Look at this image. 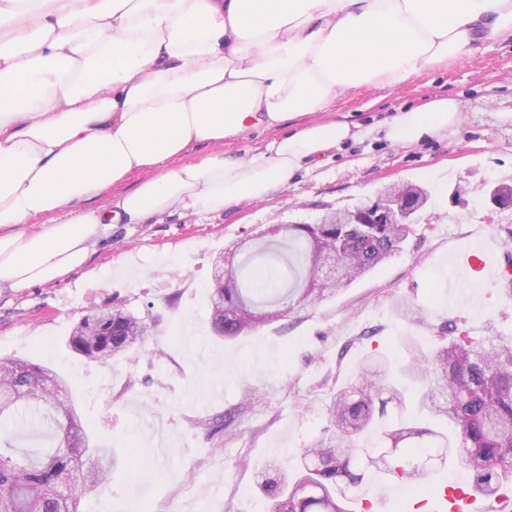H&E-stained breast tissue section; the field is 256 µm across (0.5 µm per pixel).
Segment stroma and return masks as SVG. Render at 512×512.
<instances>
[{
    "label": "stroma",
    "mask_w": 512,
    "mask_h": 512,
    "mask_svg": "<svg viewBox=\"0 0 512 512\" xmlns=\"http://www.w3.org/2000/svg\"><path fill=\"white\" fill-rule=\"evenodd\" d=\"M461 106L458 124L397 143L385 124L436 99ZM328 121L360 136L302 163L287 184L218 212L172 209L115 224L90 245L87 263L52 283L0 288V358L31 359L73 382L85 430L119 464L83 512H269L260 489L271 462L296 468L302 448L328 425L334 386L357 375L373 350L402 337L437 346L445 324L479 339L512 341V295L482 273L456 269L461 253L512 250V209L494 210L489 191L512 185V37L489 40L465 65L423 72L397 89L365 87L330 111L258 127L221 143L191 145L187 159L222 152L248 159L299 128ZM390 184L422 187L428 201L400 253L336 297L230 342L210 334L215 259L236 242L258 243L271 224H311L325 212L373 201ZM418 309L408 321L394 308ZM120 306L162 316V330L120 362L101 366L66 340L83 316ZM231 414L210 433L204 419ZM165 433L167 452L156 447ZM455 458L407 489L367 471L361 495L371 512H430L445 483L470 485Z\"/></svg>",
    "instance_id": "stroma-1"
}]
</instances>
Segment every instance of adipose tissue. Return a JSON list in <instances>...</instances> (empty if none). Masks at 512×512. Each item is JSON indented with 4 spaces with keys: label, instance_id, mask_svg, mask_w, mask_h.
Here are the masks:
<instances>
[{
    "label": "adipose tissue",
    "instance_id": "1",
    "mask_svg": "<svg viewBox=\"0 0 512 512\" xmlns=\"http://www.w3.org/2000/svg\"><path fill=\"white\" fill-rule=\"evenodd\" d=\"M510 35L512 0H0V287L80 269L115 222L263 197L354 131L311 124L247 160H189L190 145L401 87ZM460 112L432 101L387 135L415 141ZM145 169L114 206L87 207Z\"/></svg>",
    "mask_w": 512,
    "mask_h": 512
}]
</instances>
